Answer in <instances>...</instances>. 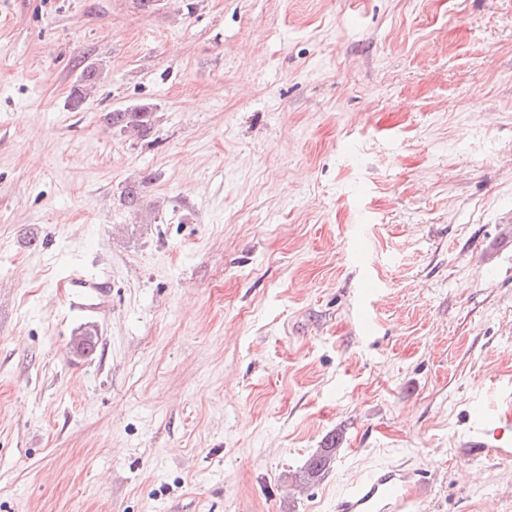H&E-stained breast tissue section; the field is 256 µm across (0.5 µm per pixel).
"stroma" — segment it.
Returning <instances> with one entry per match:
<instances>
[{"label":"stroma","instance_id":"1","mask_svg":"<svg viewBox=\"0 0 512 512\" xmlns=\"http://www.w3.org/2000/svg\"><path fill=\"white\" fill-rule=\"evenodd\" d=\"M511 383L512 0H0V512H512L457 451ZM100 74L99 68L94 65H88L82 70L77 85L70 93V107L72 110H79L90 98L100 81ZM157 109L153 104L140 103L125 109L105 112L103 122L112 128L134 134L141 140L148 139L155 127ZM57 288H61L63 296L72 307H80V301L86 296L100 294V302L93 307L96 309L104 303L101 292L107 285L103 281L87 277L78 269H73L59 279ZM340 440L339 435H331L326 439L323 448L310 457L305 467L303 475L304 481H314L328 473L336 460V452L338 445L340 444ZM422 472L415 468L377 469L348 483L336 498V512H414Z\"/></svg>","mask_w":512,"mask_h":512}]
</instances>
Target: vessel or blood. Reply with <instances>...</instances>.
<instances>
[{
    "label": "vessel or blood",
    "instance_id": "obj_1",
    "mask_svg": "<svg viewBox=\"0 0 512 512\" xmlns=\"http://www.w3.org/2000/svg\"><path fill=\"white\" fill-rule=\"evenodd\" d=\"M58 286L74 307L84 297L101 293L104 288L103 282L77 269L60 278ZM460 451L471 460L489 456L503 460L512 458V415L498 410L476 413L461 441ZM421 478V471L414 468L377 469L341 490L335 512H415Z\"/></svg>",
    "mask_w": 512,
    "mask_h": 512
}]
</instances>
